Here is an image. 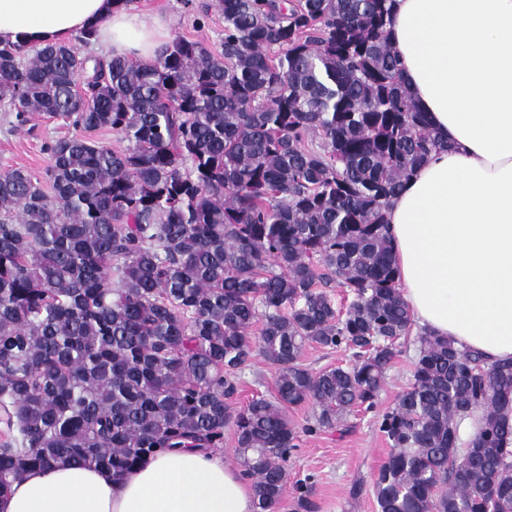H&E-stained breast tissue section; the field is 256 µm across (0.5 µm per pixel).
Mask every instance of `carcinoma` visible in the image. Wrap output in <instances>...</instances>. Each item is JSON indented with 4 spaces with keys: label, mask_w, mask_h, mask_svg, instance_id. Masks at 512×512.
Returning a JSON list of instances; mask_svg holds the SVG:
<instances>
[{
    "label": "carcinoma",
    "mask_w": 512,
    "mask_h": 512,
    "mask_svg": "<svg viewBox=\"0 0 512 512\" xmlns=\"http://www.w3.org/2000/svg\"><path fill=\"white\" fill-rule=\"evenodd\" d=\"M216 7L218 53L177 36L148 63L82 54L93 28L0 47L17 125L62 114L127 143L63 138L42 175L0 171V493L33 467L122 473L162 448H220L230 426L257 512H273L298 448L288 409L312 405L307 434L374 409L412 331L386 209L443 144L403 82L388 0ZM418 342L375 421L391 445L377 512H512V361ZM309 344L351 363L313 373ZM256 352L277 394L238 409Z\"/></svg>",
    "instance_id": "1"
}]
</instances>
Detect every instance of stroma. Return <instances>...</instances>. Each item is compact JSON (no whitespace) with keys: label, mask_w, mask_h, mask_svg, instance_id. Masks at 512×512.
<instances>
[{"label":"stroma","mask_w":512,"mask_h":512,"mask_svg":"<svg viewBox=\"0 0 512 512\" xmlns=\"http://www.w3.org/2000/svg\"><path fill=\"white\" fill-rule=\"evenodd\" d=\"M133 12L146 24L163 19L170 36H183L219 50L224 36V17L214 0H133ZM78 128L57 117L32 114L24 127H16L13 113L0 109V170L22 167L41 173L49 163L47 144L78 135ZM417 354L414 340L402 345L387 373L375 410L353 412L351 429L341 433L326 429L301 435L299 447L288 460V484L275 512H300L297 487L307 483L314 512H377L372 481L386 460L390 445L378 432L375 417L395 406L412 379ZM278 370L262 355H255L239 372L236 406L255 398L274 399ZM359 493H352V486Z\"/></svg>","instance_id":"stroma-1"}]
</instances>
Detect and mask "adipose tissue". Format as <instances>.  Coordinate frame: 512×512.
I'll return each instance as SVG.
<instances>
[{
    "mask_svg": "<svg viewBox=\"0 0 512 512\" xmlns=\"http://www.w3.org/2000/svg\"><path fill=\"white\" fill-rule=\"evenodd\" d=\"M90 27L111 54L143 61L167 36L112 0H0V42L42 46ZM387 34L443 144L386 211L403 298L418 327L511 361L512 0H394ZM0 512H254V495L221 454L181 448L120 476L29 469Z\"/></svg>",
    "mask_w": 512,
    "mask_h": 512,
    "instance_id": "ef3b65f1",
    "label": "adipose tissue"
}]
</instances>
